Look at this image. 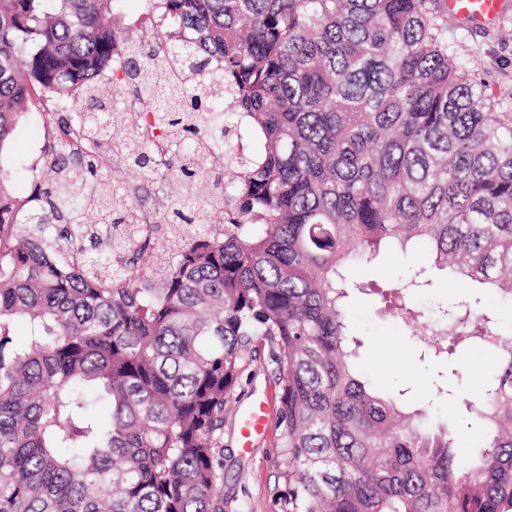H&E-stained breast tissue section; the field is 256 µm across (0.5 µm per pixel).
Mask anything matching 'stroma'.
<instances>
[{"instance_id": "obj_1", "label": "stroma", "mask_w": 512, "mask_h": 512, "mask_svg": "<svg viewBox=\"0 0 512 512\" xmlns=\"http://www.w3.org/2000/svg\"><path fill=\"white\" fill-rule=\"evenodd\" d=\"M459 54L467 57L472 72L486 83L501 105L512 106V0H504L500 19L460 23ZM43 144L39 113H29L18 126L0 166L14 172L16 196L30 192L28 169L39 159ZM431 279L432 287L399 297L396 286L413 274ZM358 282L347 300L352 331L360 344L361 366L373 385L405 392L415 407H428L440 420L454 417L465 399L496 370L495 351L455 345L453 355H434L429 337L411 335L389 314L391 304L402 301L422 315L437 318L441 311L468 296L465 283L455 276L431 269L427 252L418 247L394 249L371 265L358 267ZM458 375H451V362ZM275 368L269 353H262L243 374L224 411V512H275L277 462L280 455L276 420H269L251 447H242L238 420L257 399L276 392ZM450 388L451 397L436 396V388Z\"/></svg>"}]
</instances>
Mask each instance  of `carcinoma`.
<instances>
[{"mask_svg":"<svg viewBox=\"0 0 512 512\" xmlns=\"http://www.w3.org/2000/svg\"><path fill=\"white\" fill-rule=\"evenodd\" d=\"M120 2L0 0V155L43 123L30 193L0 167V512H223L224 407L264 348L276 512H512V328L444 312L499 351L463 453L400 424L345 307L393 241L512 303V112L444 0Z\"/></svg>","mask_w":512,"mask_h":512,"instance_id":"cac0c4a2","label":"carcinoma"}]
</instances>
